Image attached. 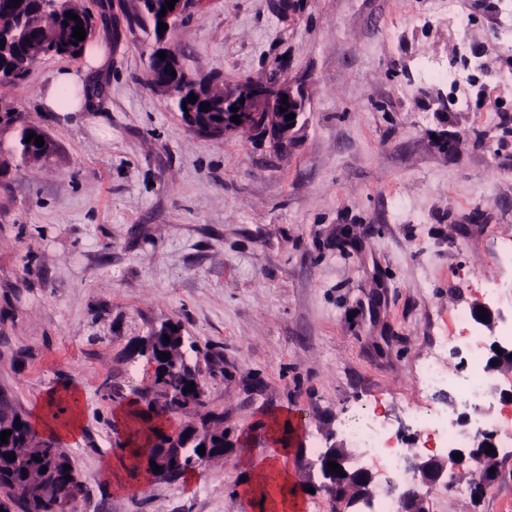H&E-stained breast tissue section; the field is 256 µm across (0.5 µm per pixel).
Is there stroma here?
Listing matches in <instances>:
<instances>
[{"mask_svg": "<svg viewBox=\"0 0 512 512\" xmlns=\"http://www.w3.org/2000/svg\"><path fill=\"white\" fill-rule=\"evenodd\" d=\"M109 37L98 102L43 111L52 76L81 60L35 61L0 87L55 142L48 161L0 177V401L20 412L64 387L85 430L66 443L84 491L72 512H263L245 494L240 449L194 485L155 480L120 493L102 471L116 450L117 396L150 386L137 343L180 323L201 361L208 409L238 440L268 415L299 412L288 460L302 512H338L308 492L328 433L376 408L400 447L423 438L418 365L434 337L488 336L457 311L485 304L512 324V38L505 0H202L172 31L187 69L227 82L276 68L307 88L286 152L250 133L190 132L147 81L154 46L134 0H81ZM461 73L464 105L439 72ZM457 142L456 150L445 147ZM507 283L496 297L490 282ZM486 495H427V512H512V443Z\"/></svg>", "mask_w": 512, "mask_h": 512, "instance_id": "stroma-1", "label": "stroma"}]
</instances>
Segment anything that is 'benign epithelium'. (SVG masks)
Returning a JSON list of instances; mask_svg holds the SVG:
<instances>
[{
    "mask_svg": "<svg viewBox=\"0 0 512 512\" xmlns=\"http://www.w3.org/2000/svg\"><path fill=\"white\" fill-rule=\"evenodd\" d=\"M284 95L288 99L286 104L282 102ZM307 105L308 94L305 90L282 75L270 81H254L248 85L240 81L226 83L223 119L216 123L221 131L213 133V136L227 138L242 133L245 128L259 130L262 132V138L268 140L274 149L285 150L294 143L302 128L300 121L307 111ZM234 107L238 108V111H232ZM282 107L285 108L283 112L280 111ZM291 113L295 114V118L286 119ZM234 116L240 119V123L232 121ZM168 334L170 324L164 322L153 328L141 341L140 350L154 369L159 367L155 354L157 340ZM496 347L498 350L492 351L490 360H496L498 364H490L488 369L506 370L512 366V344L498 343ZM462 433L466 437V442L460 447L449 448L446 453L427 459L414 457L409 465L411 481L397 489L398 512H426L427 494L434 487L448 486L450 467L457 473L463 466L471 472L480 473V479L474 486V495L478 497L484 496L494 485L498 475L491 474L490 469L498 468L499 454H489L486 449H498L497 433H470L465 429ZM458 454L462 459H454ZM329 462L339 464L343 475L328 470ZM209 463L210 459L206 454L193 458L187 465L177 459L173 464H165L161 478L178 480ZM311 467L320 470L323 482L319 485L312 483L310 487L326 492L336 501L345 502L348 507L360 504V512H375V500L379 492L390 483L388 479L380 480L379 473L361 464L354 453L341 443H333L322 449L317 460L311 463Z\"/></svg>",
    "mask_w": 512,
    "mask_h": 512,
    "instance_id": "benign-epithelium-1",
    "label": "benign epithelium"
}]
</instances>
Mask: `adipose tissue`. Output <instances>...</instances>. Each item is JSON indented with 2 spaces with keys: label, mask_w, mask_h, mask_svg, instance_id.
Instances as JSON below:
<instances>
[{
  "label": "adipose tissue",
  "mask_w": 512,
  "mask_h": 512,
  "mask_svg": "<svg viewBox=\"0 0 512 512\" xmlns=\"http://www.w3.org/2000/svg\"><path fill=\"white\" fill-rule=\"evenodd\" d=\"M107 63L106 50L101 47L88 56L82 72L65 70L56 73L42 93L44 111H82L86 104L83 93L85 73L102 69ZM63 399L67 404V415L64 419L56 422L46 420L42 410L38 409L34 412L35 425L57 438H74L83 431L80 394L77 390L68 389L65 390ZM260 434L276 446L277 453L266 458L244 456V464L254 474L250 492L262 503L268 504L271 512H299L301 505L292 496L287 461L300 429L288 414L280 413L263 420Z\"/></svg>",
  "instance_id": "obj_1"
}]
</instances>
